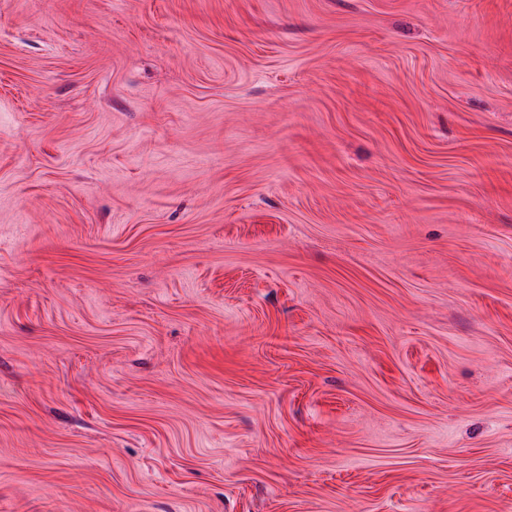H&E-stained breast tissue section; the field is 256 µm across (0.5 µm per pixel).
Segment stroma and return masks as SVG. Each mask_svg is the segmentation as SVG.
I'll use <instances>...</instances> for the list:
<instances>
[{
  "instance_id": "obj_1",
  "label": "stroma",
  "mask_w": 512,
  "mask_h": 512,
  "mask_svg": "<svg viewBox=\"0 0 512 512\" xmlns=\"http://www.w3.org/2000/svg\"><path fill=\"white\" fill-rule=\"evenodd\" d=\"M0 512H512V0H0Z\"/></svg>"
}]
</instances>
